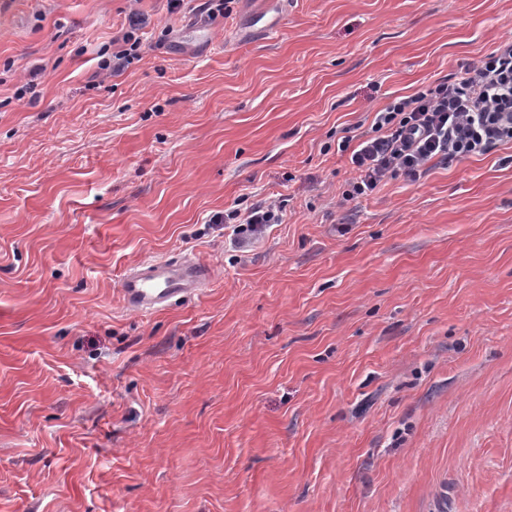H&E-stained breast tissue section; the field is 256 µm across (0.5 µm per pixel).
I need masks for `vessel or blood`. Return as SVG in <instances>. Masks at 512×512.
I'll use <instances>...</instances> for the list:
<instances>
[{
  "instance_id": "1",
  "label": "vessel or blood",
  "mask_w": 512,
  "mask_h": 512,
  "mask_svg": "<svg viewBox=\"0 0 512 512\" xmlns=\"http://www.w3.org/2000/svg\"><path fill=\"white\" fill-rule=\"evenodd\" d=\"M210 277L209 264L196 258L146 261L124 277L121 301L129 311L152 313L163 309L173 298L197 294Z\"/></svg>"
}]
</instances>
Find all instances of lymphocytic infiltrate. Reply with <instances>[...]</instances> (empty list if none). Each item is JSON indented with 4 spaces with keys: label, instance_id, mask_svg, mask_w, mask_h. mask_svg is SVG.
Returning a JSON list of instances; mask_svg holds the SVG:
<instances>
[{
    "label": "lymphocytic infiltrate",
    "instance_id": "obj_1",
    "mask_svg": "<svg viewBox=\"0 0 512 512\" xmlns=\"http://www.w3.org/2000/svg\"><path fill=\"white\" fill-rule=\"evenodd\" d=\"M512 142V36L468 67L460 81H446L393 98L374 113L372 131L353 149L357 177L342 194L350 202L395 177L414 181L429 165L487 155ZM212 223L279 224L283 212L267 199L247 211L215 214Z\"/></svg>",
    "mask_w": 512,
    "mask_h": 512
}]
</instances>
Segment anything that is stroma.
<instances>
[{
    "instance_id": "1",
    "label": "stroma",
    "mask_w": 512,
    "mask_h": 512,
    "mask_svg": "<svg viewBox=\"0 0 512 512\" xmlns=\"http://www.w3.org/2000/svg\"><path fill=\"white\" fill-rule=\"evenodd\" d=\"M231 8L0 0V512H512V143L349 203L339 149L512 0ZM182 255L200 295L124 309ZM127 21L128 29L113 41V43L120 45L119 50L113 52L109 60L102 62L101 69L111 68V71H123L132 60L139 57L141 44L136 31L143 26L145 19L136 10H131ZM224 220L225 224H241L238 225V233L244 232V226L246 230H254L257 224H280L283 221V212L281 205L275 199H267L263 202L254 204L246 212L241 213L238 209L230 210L224 216L221 213H217L212 216L211 221L215 224H222ZM247 224V225H243ZM245 230V231H246ZM211 266L196 258L142 262L122 281L121 301L138 314L163 309L173 298L197 294L211 277Z\"/></svg>"
}]
</instances>
